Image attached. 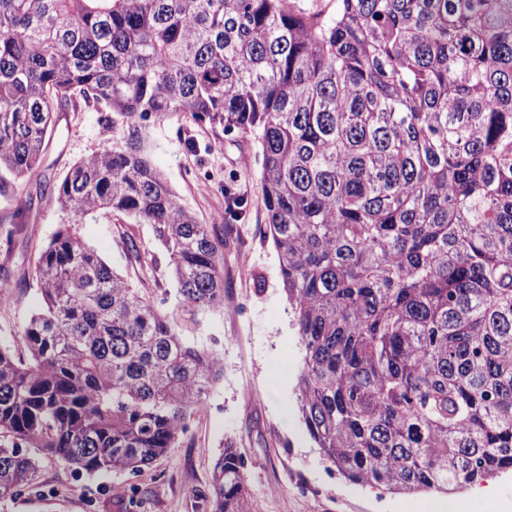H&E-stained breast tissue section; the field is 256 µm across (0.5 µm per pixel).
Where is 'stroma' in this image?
I'll return each mask as SVG.
<instances>
[{
  "label": "stroma",
  "instance_id": "stroma-1",
  "mask_svg": "<svg viewBox=\"0 0 512 512\" xmlns=\"http://www.w3.org/2000/svg\"><path fill=\"white\" fill-rule=\"evenodd\" d=\"M145 145L182 204L199 223L212 225L223 261L224 305L198 315L189 341L217 350L224 372L196 409L190 428L168 455L137 476L113 473L74 477L61 463L41 461L42 498L23 496L8 512H99L113 496L136 491L131 512H206L198 499L226 445L244 461L256 512H430L444 493L396 494L347 481L322 459L295 405L302 351L293 313L282 290L278 257L268 234L260 160L252 137L195 123L171 112L151 119ZM112 144L97 112H60L38 180L57 184L82 158ZM25 208L24 222L15 213ZM223 222H216V215ZM66 214L25 192L0 196V280L11 303L0 307V345L16 355L17 341L41 304L35 267L42 250L64 225ZM113 271L177 311L176 284L168 255L150 225L120 214H93L71 225ZM148 250L152 267L135 262L131 246ZM458 512H512V471L487 477L481 486L455 492Z\"/></svg>",
  "mask_w": 512,
  "mask_h": 512
}]
</instances>
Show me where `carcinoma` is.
Listing matches in <instances>:
<instances>
[{"label": "carcinoma", "mask_w": 512, "mask_h": 512, "mask_svg": "<svg viewBox=\"0 0 512 512\" xmlns=\"http://www.w3.org/2000/svg\"><path fill=\"white\" fill-rule=\"evenodd\" d=\"M81 105L112 146L37 198L150 225L190 322L224 305L223 268L146 122L253 136L298 412L346 480L452 493L512 469V0H0V195ZM35 276L26 358L0 346L1 508L42 495V454L139 475L223 372L70 229ZM198 497L254 512L236 449Z\"/></svg>", "instance_id": "cac0c4a2"}]
</instances>
